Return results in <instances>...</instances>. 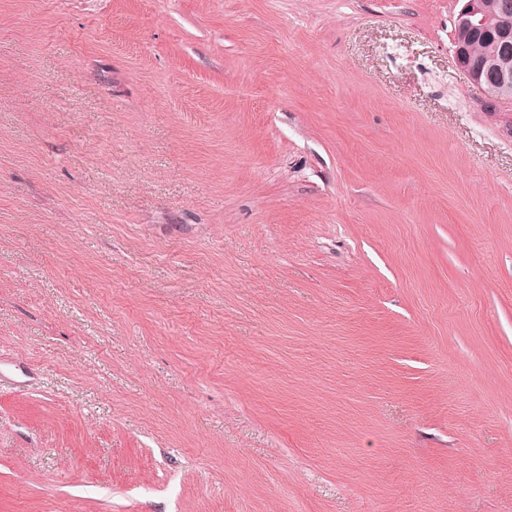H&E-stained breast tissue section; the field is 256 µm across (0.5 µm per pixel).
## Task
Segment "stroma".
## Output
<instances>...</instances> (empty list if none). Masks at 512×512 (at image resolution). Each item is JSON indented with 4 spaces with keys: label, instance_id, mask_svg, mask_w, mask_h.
Segmentation results:
<instances>
[{
    "label": "stroma",
    "instance_id": "35a3bbf8",
    "mask_svg": "<svg viewBox=\"0 0 512 512\" xmlns=\"http://www.w3.org/2000/svg\"><path fill=\"white\" fill-rule=\"evenodd\" d=\"M461 6L0 0V512H512Z\"/></svg>",
    "mask_w": 512,
    "mask_h": 512
}]
</instances>
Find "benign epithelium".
I'll return each mask as SVG.
<instances>
[{
  "mask_svg": "<svg viewBox=\"0 0 512 512\" xmlns=\"http://www.w3.org/2000/svg\"><path fill=\"white\" fill-rule=\"evenodd\" d=\"M493 26L498 47L487 58L473 56L472 36ZM454 62L491 94L488 107L512 105V0H463L454 19Z\"/></svg>",
  "mask_w": 512,
  "mask_h": 512,
  "instance_id": "obj_1",
  "label": "benign epithelium"
}]
</instances>
